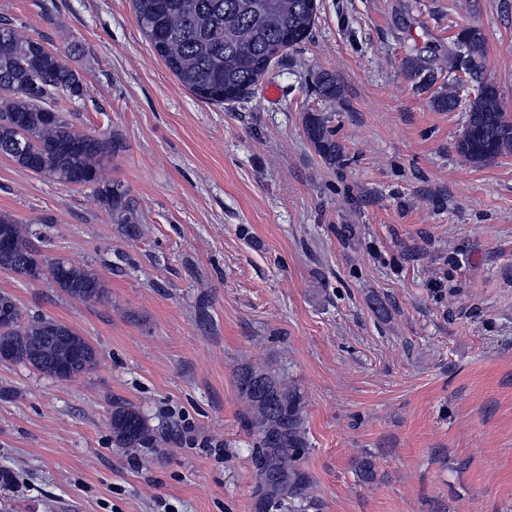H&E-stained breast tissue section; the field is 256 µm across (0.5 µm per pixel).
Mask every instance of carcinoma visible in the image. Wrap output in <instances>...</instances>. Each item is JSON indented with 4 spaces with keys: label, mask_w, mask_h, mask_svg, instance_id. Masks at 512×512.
Listing matches in <instances>:
<instances>
[{
    "label": "carcinoma",
    "mask_w": 512,
    "mask_h": 512,
    "mask_svg": "<svg viewBox=\"0 0 512 512\" xmlns=\"http://www.w3.org/2000/svg\"><path fill=\"white\" fill-rule=\"evenodd\" d=\"M138 25L156 54L179 83L211 103L236 100L254 87L269 62L303 41L316 18V0H132ZM5 43L0 44V155L36 174L65 184L93 189L125 232L135 237L140 228L136 210L123 184L104 177L112 156L123 149L116 138L97 137L74 129L59 106L83 96L82 76L64 54L47 48L39 38L22 35L11 23L0 22ZM453 68L476 74L486 59V38L478 27L457 34ZM316 91L325 99L342 96L336 77L323 72ZM433 106L454 111L459 105L455 86L436 96ZM305 132L316 152L336 162L340 146L326 118L312 112ZM456 151L463 161L484 166L512 153V121L494 86L485 84L468 104V119ZM10 254L0 267L27 278V265L37 254L29 226L0 212V239ZM68 296L84 302L99 301L107 289L91 269L58 259L41 271ZM0 306L12 311V321L0 324V348L9 361L28 365L41 374L69 379L91 370L97 356L70 363L68 373L57 372L61 339L70 338L88 349L93 346L69 325L51 318L23 320L16 300L0 292ZM238 391L248 405L247 424L266 471L277 476L278 495L273 507L303 495L307 480L299 464L307 440L303 395L279 375L250 364L237 377ZM112 442L118 448H141L152 439L149 420L130 403L115 402L110 416Z\"/></svg>",
    "instance_id": "1"
}]
</instances>
